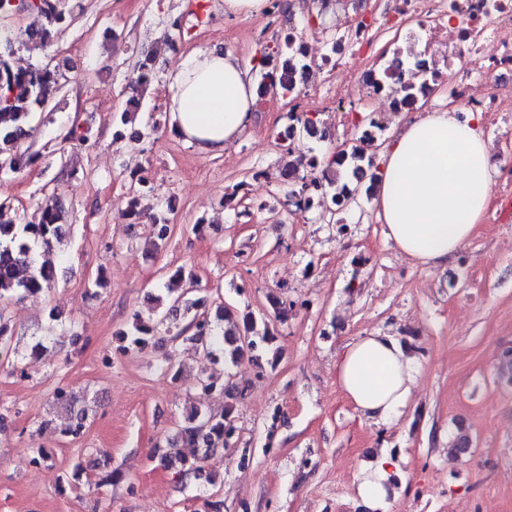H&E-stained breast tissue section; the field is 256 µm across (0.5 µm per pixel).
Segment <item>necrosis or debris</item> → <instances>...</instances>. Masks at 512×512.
<instances>
[{
	"label": "necrosis or debris",
	"instance_id": "obj_1",
	"mask_svg": "<svg viewBox=\"0 0 512 512\" xmlns=\"http://www.w3.org/2000/svg\"><path fill=\"white\" fill-rule=\"evenodd\" d=\"M325 26L333 41L301 55L309 72L346 76L336 126L356 143L377 140L385 113L429 102L512 132V0H331Z\"/></svg>",
	"mask_w": 512,
	"mask_h": 512
}]
</instances>
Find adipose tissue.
<instances>
[{"instance_id":"1","label":"adipose tissue","mask_w":512,"mask_h":512,"mask_svg":"<svg viewBox=\"0 0 512 512\" xmlns=\"http://www.w3.org/2000/svg\"><path fill=\"white\" fill-rule=\"evenodd\" d=\"M169 111L177 133L200 152L219 155L255 122L257 83L232 52L197 50L170 75ZM479 116L433 111L401 122L383 151L375 203L386 242L412 268L447 266L483 220L496 170ZM420 362L381 332L345 344L336 362L340 390L366 419L394 425L407 408ZM401 471L380 453L361 467L354 497L366 512H388Z\"/></svg>"}]
</instances>
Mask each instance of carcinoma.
<instances>
[{
    "label": "carcinoma",
    "instance_id": "cac0c4a2",
    "mask_svg": "<svg viewBox=\"0 0 512 512\" xmlns=\"http://www.w3.org/2000/svg\"><path fill=\"white\" fill-rule=\"evenodd\" d=\"M78 5L71 0H32L29 12H36L45 18V24L38 30L15 31L0 27V175L7 176L20 172L24 161H36V156L17 152V144L26 135L33 116L56 105L61 96L64 83L61 74L47 65H31L17 69L12 64L15 51L21 47H46L53 42L56 30L69 26L76 20ZM159 55L152 51L145 54L134 67L128 78V88L132 94L127 98L122 111L113 115V126L117 129L132 122L140 111L143 93L149 88L155 77V67ZM254 68L262 72L267 88L276 87L283 95L296 89L295 77L304 73L306 64L292 46V39L285 38L283 43L269 51H262L254 60ZM318 125L316 115L307 112L297 118L294 127L297 138L313 137ZM369 145H357L348 152L347 172L351 175L367 168L370 176L377 177L375 155L368 153ZM341 154L333 152L321 159L302 157L310 173L321 175V186L337 201L338 211H346L355 202V195H346V185H336L335 166ZM298 167L289 163L282 172L285 180L300 179V184L289 191V196L301 198L307 190L306 177H297ZM138 188L125 198L120 214L126 219L136 217L140 212L144 194L151 191L149 181L136 177ZM11 208V201L0 198V304L12 299L19 300L29 294L45 289L53 278V267L39 262L40 251H48L53 241L64 236V216L69 203L60 195L48 198L42 206L41 218L37 224H14L3 220L4 211ZM183 269H176L169 277L168 307L146 318L137 316L131 327L120 332L128 348L144 351L158 344L159 340L169 337L171 341H182L195 354L212 359L222 358L233 365L247 359L259 361L262 356L273 352L274 334L269 330L266 318L256 319L250 313L243 316L241 322L224 327L231 320V311L219 305L211 309L208 298L189 299L185 293H175L173 285L184 281ZM272 309L271 317L283 321L294 303L280 299L275 294L269 296ZM198 386L203 391L224 390L226 398L231 399L239 388L224 386L216 378L207 376L199 379ZM236 428L232 406L224 412L213 414L199 408L190 410L186 424L179 427L164 445L156 446L150 459L160 458L171 465L179 464L177 474L181 479L204 480L214 483V475L207 471L205 463L216 453L226 448L235 436ZM193 448L191 456L183 454L182 449Z\"/></svg>",
    "mask_w": 512,
    "mask_h": 512
}]
</instances>
